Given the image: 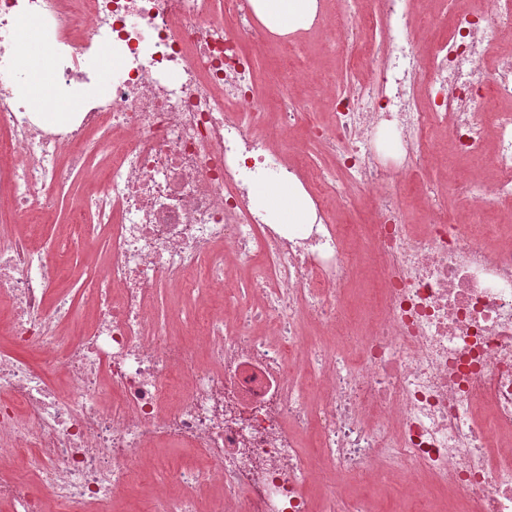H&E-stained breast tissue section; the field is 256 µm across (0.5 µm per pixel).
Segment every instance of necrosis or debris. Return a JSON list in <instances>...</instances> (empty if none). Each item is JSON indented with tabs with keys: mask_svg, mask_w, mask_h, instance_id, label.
I'll use <instances>...</instances> for the list:
<instances>
[{
	"mask_svg": "<svg viewBox=\"0 0 512 512\" xmlns=\"http://www.w3.org/2000/svg\"><path fill=\"white\" fill-rule=\"evenodd\" d=\"M343 0L317 30L366 77L333 90L331 125L307 126L335 166L290 163L307 100L260 94L246 45L274 42L250 0H0V223L53 207L73 174L91 190L62 247L104 237L98 288L52 294L54 268L0 234V333L38 354L0 353V501L11 512H112L137 471L171 486L151 512H372L339 479L394 478L398 502L445 497L452 512H512V233L490 242L423 184L406 182L444 131L456 159L491 154L493 178L452 170L458 195L512 200V57L491 82L475 63L512 33V0L449 11L427 60L405 33L424 0ZM233 24H226V17ZM37 23L52 83H107L68 124L40 121L11 76L14 32ZM121 65L89 66L100 46ZM294 178L315 221L273 224L251 186ZM367 201L368 224L332 206ZM196 300L193 334L154 314L159 288ZM93 312L61 330L75 303ZM62 370L58 394L46 371ZM190 448L200 466L146 459Z\"/></svg>",
	"mask_w": 512,
	"mask_h": 512,
	"instance_id": "4bbe7bcc",
	"label": "necrosis or debris"
}]
</instances>
